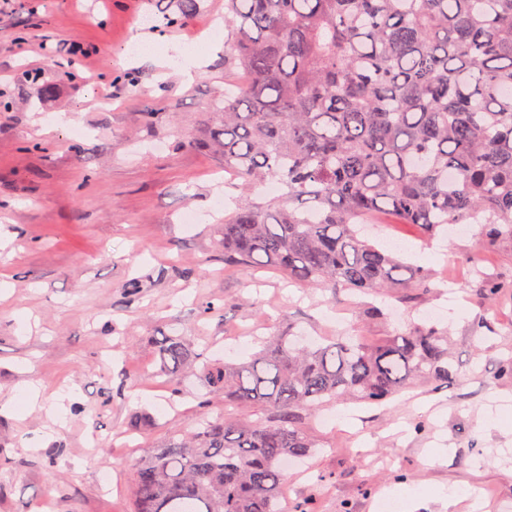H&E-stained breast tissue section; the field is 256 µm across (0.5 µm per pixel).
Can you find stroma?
Wrapping results in <instances>:
<instances>
[{
  "label": "stroma",
  "mask_w": 512,
  "mask_h": 512,
  "mask_svg": "<svg viewBox=\"0 0 512 512\" xmlns=\"http://www.w3.org/2000/svg\"><path fill=\"white\" fill-rule=\"evenodd\" d=\"M173 9V0H0V238L9 242L0 250V405L12 406L0 412V512H41L46 501L52 512H129L142 449L188 431L204 408L255 420L253 408H225L196 378L174 386L155 376L156 340L180 335L237 363L288 329L334 336L338 315L370 342L415 324L448 328L462 377L384 407L331 404L306 419L318 448L289 478L286 508L308 500L314 512H386L412 490L411 512H512V382L498 378L512 348V243L479 250L469 236L424 238L374 216L368 234L381 243L403 234L406 261L432 275L428 290L394 297L226 267L212 216L233 210L245 186L225 175L217 151L192 141L243 76L219 58L185 86L177 65L160 80L151 65L127 61L139 34L203 37L224 0H201L190 19L164 24ZM77 42L96 54L72 62ZM27 69L41 81L24 82ZM48 86L54 97H43ZM473 250L499 284L489 309L463 273ZM134 280L143 288L132 296ZM208 301L220 311L204 318ZM31 376L44 408L27 403ZM140 415L150 424L134 433L136 447L116 443ZM450 486L466 492L454 506L436 494Z\"/></svg>",
  "instance_id": "obj_1"
}]
</instances>
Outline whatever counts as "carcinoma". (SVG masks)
Returning <instances> with one entry per match:
<instances>
[{
  "label": "carcinoma",
  "instance_id": "carcinoma-1",
  "mask_svg": "<svg viewBox=\"0 0 512 512\" xmlns=\"http://www.w3.org/2000/svg\"><path fill=\"white\" fill-rule=\"evenodd\" d=\"M224 55L246 79L204 130L224 169L281 196L224 216V265L273 266L356 294L422 288L431 273L364 236L387 212L429 236L474 222L467 259L489 304L498 287L475 251L512 241V0H224ZM160 372L192 370L224 407L134 467L132 512H278L282 461L311 456L303 420L344 401L382 405L413 385L459 379L448 332L415 326L368 345L282 333L239 364L182 337L155 345Z\"/></svg>",
  "mask_w": 512,
  "mask_h": 512
}]
</instances>
